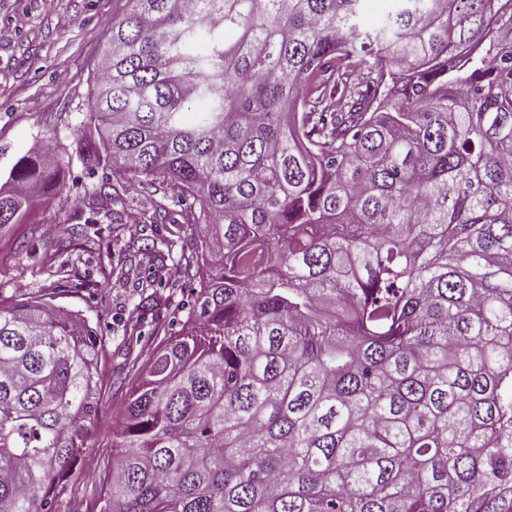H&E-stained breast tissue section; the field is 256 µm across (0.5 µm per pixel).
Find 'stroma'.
<instances>
[{"label":"stroma","mask_w":512,"mask_h":512,"mask_svg":"<svg viewBox=\"0 0 512 512\" xmlns=\"http://www.w3.org/2000/svg\"><path fill=\"white\" fill-rule=\"evenodd\" d=\"M126 8V0H0V28L12 33L10 41L0 42V182L20 156L46 140L50 159L62 163L60 186L36 192L29 223L0 228V295L43 296L100 327L112 372L103 386L101 421L107 426L125 399V326L140 327L139 352L156 350L169 338L172 323L184 318L194 290L172 267L155 269L164 283L160 302L149 311L141 308L147 294L141 283L148 275L121 278L112 273L110 258L136 256L139 247L177 227L144 224L149 195L139 186L126 191L125 224H111L108 202L91 196L104 169L79 155L104 32ZM64 217L73 232L59 226ZM53 252L60 255L54 274L42 267L43 255Z\"/></svg>","instance_id":"stroma-1"}]
</instances>
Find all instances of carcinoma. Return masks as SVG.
Wrapping results in <instances>:
<instances>
[{
	"label": "carcinoma",
	"mask_w": 512,
	"mask_h": 512,
	"mask_svg": "<svg viewBox=\"0 0 512 512\" xmlns=\"http://www.w3.org/2000/svg\"><path fill=\"white\" fill-rule=\"evenodd\" d=\"M83 136L199 281L129 379L84 512H500L512 491V0H130ZM202 103L185 111L191 100ZM19 157L0 228L55 178ZM106 340L0 296V512H56Z\"/></svg>",
	"instance_id": "cac0c4a2"
}]
</instances>
